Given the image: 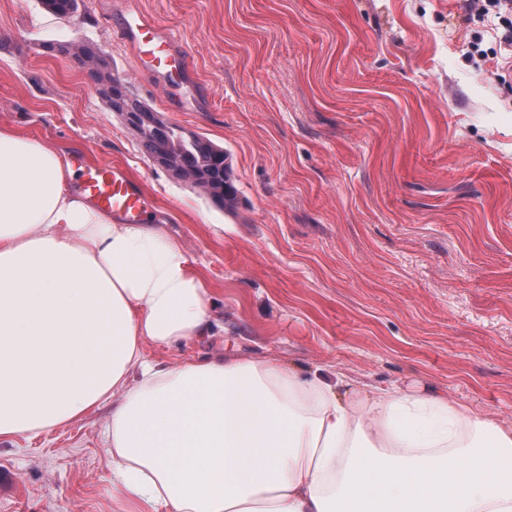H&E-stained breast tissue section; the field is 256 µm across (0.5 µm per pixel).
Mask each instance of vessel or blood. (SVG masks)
Wrapping results in <instances>:
<instances>
[{
  "label": "vessel or blood",
  "instance_id": "b4317fda",
  "mask_svg": "<svg viewBox=\"0 0 512 512\" xmlns=\"http://www.w3.org/2000/svg\"><path fill=\"white\" fill-rule=\"evenodd\" d=\"M118 36L128 45L140 68L156 77L163 93L191 79L192 64L177 36L153 16L125 8ZM81 188L97 206L129 223L141 222L149 200L141 185L122 167L104 162L88 165Z\"/></svg>",
  "mask_w": 512,
  "mask_h": 512
}]
</instances>
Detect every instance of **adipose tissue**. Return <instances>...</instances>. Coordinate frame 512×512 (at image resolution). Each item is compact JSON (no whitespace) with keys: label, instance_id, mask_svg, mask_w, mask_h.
<instances>
[{"label":"adipose tissue","instance_id":"obj_1","mask_svg":"<svg viewBox=\"0 0 512 512\" xmlns=\"http://www.w3.org/2000/svg\"><path fill=\"white\" fill-rule=\"evenodd\" d=\"M74 178L0 127V439L111 403L127 512H512V425L470 406L268 359H147L210 331V292L163 219L126 223Z\"/></svg>","mask_w":512,"mask_h":512}]
</instances>
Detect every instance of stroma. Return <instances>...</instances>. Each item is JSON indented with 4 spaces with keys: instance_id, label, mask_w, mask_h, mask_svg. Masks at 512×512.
<instances>
[{
    "instance_id": "stroma-1",
    "label": "stroma",
    "mask_w": 512,
    "mask_h": 512,
    "mask_svg": "<svg viewBox=\"0 0 512 512\" xmlns=\"http://www.w3.org/2000/svg\"><path fill=\"white\" fill-rule=\"evenodd\" d=\"M0 0V126L121 165L156 201L212 298L211 335L144 343L323 367L512 424V69L503 22L463 0H136L194 66L169 99L117 36V0ZM91 41L140 99L224 147L235 213L153 165L86 69ZM103 404L0 441V512H123Z\"/></svg>"
}]
</instances>
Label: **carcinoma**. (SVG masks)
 Returning a JSON list of instances; mask_svg holds the SVG:
<instances>
[{"instance_id":"1","label":"carcinoma","mask_w":512,"mask_h":512,"mask_svg":"<svg viewBox=\"0 0 512 512\" xmlns=\"http://www.w3.org/2000/svg\"><path fill=\"white\" fill-rule=\"evenodd\" d=\"M41 3L45 9L59 17L79 10L78 0H41ZM45 49L72 56L80 66L87 69L95 85L104 89L101 97L105 103L112 105L110 90L117 79L112 77L101 48L81 42L77 46L71 43H49ZM120 86L123 92L119 111L137 121L138 137L149 159L156 165L166 161L177 163L183 174L176 175V178L188 182L224 210H235L238 191L231 168L226 163L224 150L205 136L185 135L180 127L165 122L157 112L146 106L129 86L123 82Z\"/></svg>"}]
</instances>
